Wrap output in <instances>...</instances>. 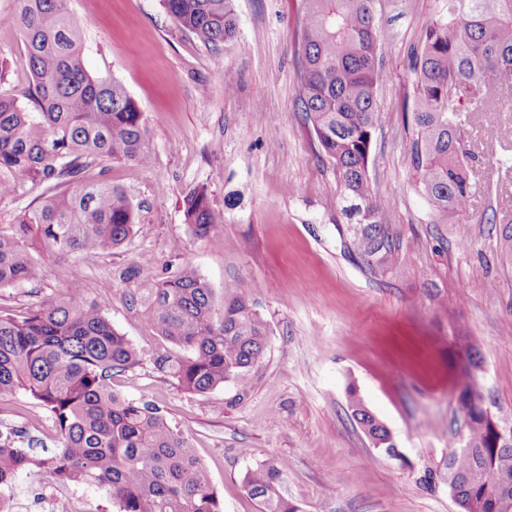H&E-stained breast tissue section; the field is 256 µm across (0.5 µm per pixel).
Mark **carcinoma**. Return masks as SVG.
I'll list each match as a JSON object with an SVG mask.
<instances>
[{"label": "carcinoma", "mask_w": 512, "mask_h": 512, "mask_svg": "<svg viewBox=\"0 0 512 512\" xmlns=\"http://www.w3.org/2000/svg\"><path fill=\"white\" fill-rule=\"evenodd\" d=\"M17 25L41 111L28 112L0 95V198L29 184L56 192L22 220L0 227V288L39 283L44 266L33 245L49 254H108L134 233L135 207L106 179L102 164L152 162L143 113L124 87L91 75L81 53L80 27L68 0H18ZM167 12L200 43L214 49L237 35L233 0H162ZM295 54L301 89L297 103L347 203L343 247L368 270L397 263L399 245L373 202L369 162L377 130L388 120L376 97L384 79L378 51L376 0H304ZM411 132L404 150L420 196L432 207L464 214L476 192L467 136L480 114L503 141L512 131V0H444L439 16L410 53ZM100 166L99 177L86 178ZM184 221L198 238L223 223L204 187L188 192ZM497 241L512 259V220ZM142 322L164 342L155 370L181 389L205 394L234 382L250 389L268 346L269 329L245 282L224 285L221 306L210 284L190 265L140 288ZM142 351L116 331L99 306L84 299L79 281L64 295L18 316L0 309V395L23 392L50 415L53 448L36 456L0 442V487L21 472L65 487L92 484L112 496L117 512H222L206 467L159 406L129 399L112 377L141 363ZM469 353L455 387L464 432L443 461L448 493L461 512H512V420L492 416L471 369ZM355 421L388 457L404 461L390 430L347 391ZM242 483L262 512H298L283 494L282 470L269 462L245 471Z\"/></svg>", "instance_id": "cac0c4a2"}]
</instances>
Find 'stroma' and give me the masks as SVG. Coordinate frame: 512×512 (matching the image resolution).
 I'll list each match as a JSON object with an SVG mask.
<instances>
[{
  "instance_id": "obj_1",
  "label": "stroma",
  "mask_w": 512,
  "mask_h": 512,
  "mask_svg": "<svg viewBox=\"0 0 512 512\" xmlns=\"http://www.w3.org/2000/svg\"><path fill=\"white\" fill-rule=\"evenodd\" d=\"M238 34L211 50L161 0H69L87 70L118 80L144 115L152 163L113 162L108 178L133 202L130 240L108 255L32 258L37 285L0 288L18 315L66 293L87 300L143 350L139 366L113 377L131 399L154 401L207 467L223 512H261L242 486L264 462L283 469L300 512H460L445 481H420L462 427L452 384L466 351L491 411L512 417V261L497 245L490 213L512 216V149L474 122L478 189L466 214L432 208L416 190L401 108L409 54L442 0H376L387 77L377 90L390 119L370 165L375 198L400 243L396 265L371 273L341 244V201L332 167L297 110L295 60L302 0H234ZM30 73L16 27L0 24V93L30 112ZM206 187L223 214L208 239L184 221L183 200ZM189 264L215 294L244 281L269 341L247 394L233 383L206 394L181 390L152 363L156 343L139 317L137 288ZM67 275H59V268ZM356 386L405 456L375 448L347 404ZM52 438L43 407L22 393L0 396V435ZM15 512H41L50 481L18 474Z\"/></svg>"
}]
</instances>
